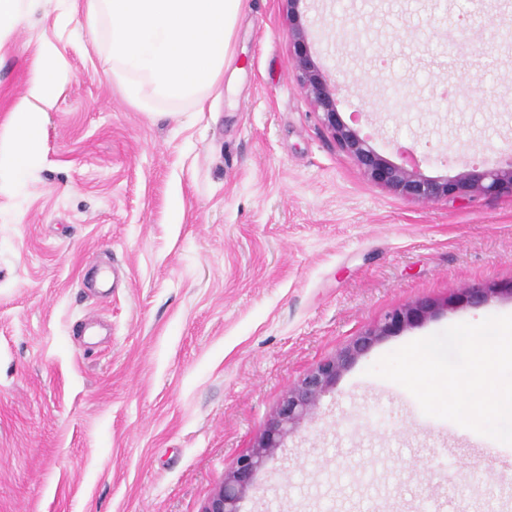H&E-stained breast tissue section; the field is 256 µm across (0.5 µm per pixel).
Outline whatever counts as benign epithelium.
Returning <instances> with one entry per match:
<instances>
[{"instance_id": "benign-epithelium-1", "label": "benign epithelium", "mask_w": 512, "mask_h": 512, "mask_svg": "<svg viewBox=\"0 0 512 512\" xmlns=\"http://www.w3.org/2000/svg\"><path fill=\"white\" fill-rule=\"evenodd\" d=\"M290 35L295 48V70L301 89L322 124L338 146L373 182L415 202L448 198H475L508 191L512 193V162L505 167H473L453 180L440 181L420 172L390 163L376 151L370 137L345 124L336 112V88L331 86L313 60L306 43L296 6L299 0H286ZM512 296L510 288H465L442 302L425 300L396 309L377 328L356 337L340 357L327 360L305 374L280 399L276 410L252 447L240 455L224 474L222 485L212 494L202 512H242L241 502L254 484L256 474L285 447L289 435L311 418L321 398L336 384V379L354 358L366 353L382 338L414 326L431 315L459 305L479 306L494 294Z\"/></svg>"}]
</instances>
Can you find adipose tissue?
Returning <instances> with one entry per match:
<instances>
[{
    "label": "adipose tissue",
    "instance_id": "ef3b65f1",
    "mask_svg": "<svg viewBox=\"0 0 512 512\" xmlns=\"http://www.w3.org/2000/svg\"><path fill=\"white\" fill-rule=\"evenodd\" d=\"M244 0H84L94 47L104 48L112 76L141 110L190 106L201 112L234 60ZM10 109L0 132V180L19 181L35 157L47 104L68 79L53 45Z\"/></svg>",
    "mask_w": 512,
    "mask_h": 512
}]
</instances>
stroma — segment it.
Wrapping results in <instances>:
<instances>
[{"instance_id":"35a3bbf8","label":"stroma","mask_w":512,"mask_h":512,"mask_svg":"<svg viewBox=\"0 0 512 512\" xmlns=\"http://www.w3.org/2000/svg\"><path fill=\"white\" fill-rule=\"evenodd\" d=\"M336 110L453 179L512 161V0H301ZM478 24L476 60L442 33ZM53 44L69 75L22 184H0V512H202L281 397L386 315L497 296L377 342L262 471L243 512H512V445L367 375L512 315V194L419 203L370 182L294 70L284 0H246L201 114L130 104L86 30L39 0L0 47V124ZM488 466V488L467 489Z\"/></svg>"}]
</instances>
